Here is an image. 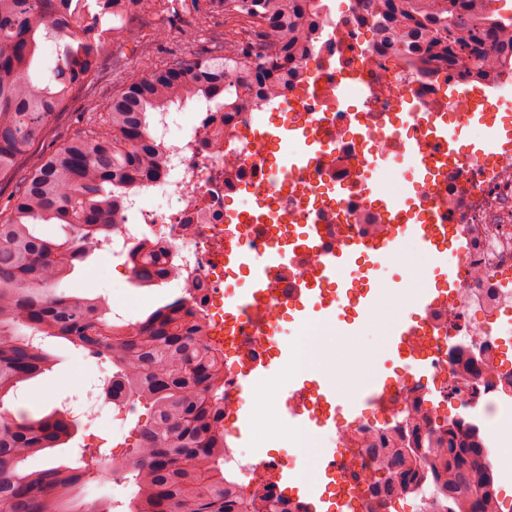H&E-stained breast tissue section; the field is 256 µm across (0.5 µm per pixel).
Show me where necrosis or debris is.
Instances as JSON below:
<instances>
[{
	"mask_svg": "<svg viewBox=\"0 0 512 512\" xmlns=\"http://www.w3.org/2000/svg\"><path fill=\"white\" fill-rule=\"evenodd\" d=\"M315 39L309 65L297 69L294 81L277 94L289 112L312 124L326 149L303 169L287 172L282 184L268 185L264 170L269 145L256 128L266 120L263 87L249 85L244 96L254 105L224 116L203 98L174 104L150 116L153 140L166 151L167 174L124 199L125 221L109 240L99 243L104 258L131 269L132 247L151 239L165 250L187 304L205 324V340L224 352V408L252 411L258 447L279 439L275 412L256 402L260 378L238 371L233 359L244 352L257 359L275 356L277 347L266 330L286 314L299 288L315 276L326 254L357 237L377 233L392 216L362 193L363 173L376 154L418 145L429 179L414 188L418 212L439 217L460 241V257L450 299L432 306L421 318L420 334L408 346L406 364L384 408L357 421L338 425L336 435L346 453L335 460L344 485L359 501V512H389V503L373 491L375 467L370 452L378 438L397 441L409 424L422 437L447 427L442 407L454 404L471 416L483 443L499 446L489 430L500 401L512 397V364L503 351L501 318L512 315V145L499 147L490 160L467 156L446 165V152L429 137L430 122H457L474 105L467 92L470 76L443 56L428 59L427 70L412 67L390 46L384 0H344L331 8L313 0ZM357 77L367 89L349 108H341V84ZM455 94H448V86ZM413 113L403 112L405 101ZM343 186V196H330ZM253 189V211L227 224L226 212L237 195ZM295 224H319L324 235L317 250L301 254L286 270L271 275L272 297L259 319H224V290L232 270L224 261V236L236 229L258 248L287 239ZM203 290H195V281ZM487 348L481 377L468 374L458 352ZM285 457L243 458L225 448L224 471L247 487H259L278 498L281 512H308L304 500L283 496L270 474Z\"/></svg>",
	"mask_w": 512,
	"mask_h": 512,
	"instance_id": "4bbe7bcc",
	"label": "necrosis or debris"
}]
</instances>
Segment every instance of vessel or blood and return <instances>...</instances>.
<instances>
[{
    "mask_svg": "<svg viewBox=\"0 0 512 512\" xmlns=\"http://www.w3.org/2000/svg\"><path fill=\"white\" fill-rule=\"evenodd\" d=\"M473 100L489 104L499 111L496 120L485 122L481 145L477 156H484L500 137L512 139V87L495 95H488L484 89L473 88ZM432 137L447 144L450 158H462L458 148V132L449 129L446 123L431 124ZM263 139L281 143L299 141L297 150L283 153L280 161L269 162L265 168L268 184H278L288 171L307 165L324 149L323 142L312 129H298L289 121H280L275 132H263ZM368 172L362 183L364 194L382 206L388 207L395 215L392 224L386 225L384 232L375 237H359L330 253L319 267L314 282L301 288L292 302L291 311L297 312L300 319L323 315L331 319L344 320L343 302L348 298L358 299L362 309H370L378 298L376 289L385 284L386 272L406 250H414L428 258V272L434 275L436 288L419 289L412 298L411 305L404 309L391 324L386 335L387 350L399 354L405 339L417 331L416 319L421 312L436 300L437 291L450 287L457 267V253L446 244V237L434 225L415 221L417 210L415 198L411 195V183L424 176L425 170L419 160L416 147H405L397 153H386L372 157L367 164ZM403 170L404 179L398 184L386 180L387 172ZM322 235L319 225L298 224L290 227L288 241L264 249L253 247L244 238L230 235L224 240V256L231 266L252 272V279L239 290H227L224 298L225 316L242 317L257 314L266 300L265 289L269 273L288 268L302 252L316 248ZM312 384H303L301 390L288 396L281 406L283 417L289 423L304 424L301 398L312 391ZM390 381L382 372H375L361 396L343 403L342 408L349 418L356 419L369 411L382 408L390 399ZM291 496L307 501L309 512H321L326 501L321 491L320 481H313L303 489H291Z\"/></svg>",
    "mask_w": 512,
    "mask_h": 512,
    "instance_id": "b4317fda",
    "label": "vessel or blood"
}]
</instances>
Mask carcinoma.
<instances>
[{
  "label": "carcinoma",
  "mask_w": 512,
  "mask_h": 512,
  "mask_svg": "<svg viewBox=\"0 0 512 512\" xmlns=\"http://www.w3.org/2000/svg\"><path fill=\"white\" fill-rule=\"evenodd\" d=\"M71 2L0 0V178L17 183L0 205V512H85L83 490L97 478L98 448L83 449L79 466L21 469L77 430L59 409L34 418L5 407L21 383L52 368L53 357L27 338L31 331L108 364L112 404L132 413L147 409L120 467L136 489L125 512H172L182 504L193 512H256L255 496L224 479V356L204 342L196 311L177 297L142 320L114 323L103 298L61 288L90 249L123 223L124 197L166 172L147 113L195 97L236 112L240 99L230 88L246 72L280 84L286 59L305 38L308 0H217L224 53L183 52L148 70L139 64L122 69L121 88L105 115L87 98L88 129L22 167L19 160L47 139L52 117L98 78L112 47L139 46L127 20L144 0H90L81 13L71 11ZM160 2L166 13L192 9L198 24L207 23L198 0ZM387 2L388 15L400 21L390 33L392 49L413 64L436 49L465 65L472 63L473 44L486 61L512 50L486 30L485 0H446L434 30L428 15L437 0ZM243 23L281 42L284 55H252L238 40ZM40 224L60 225L64 237L42 235ZM164 257L149 241L139 243L130 256L134 278L157 283L170 273ZM446 434L416 452L393 444L373 448L383 497L400 499L432 483L448 494L446 512H512L499 502L476 426L462 416L458 430Z\"/></svg>",
  "instance_id": "obj_1"
}]
</instances>
